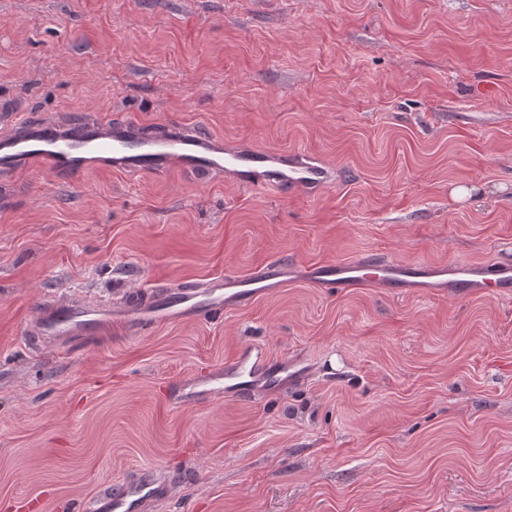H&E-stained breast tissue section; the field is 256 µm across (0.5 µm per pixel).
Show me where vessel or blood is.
Instances as JSON below:
<instances>
[{"label": "vessel or blood", "mask_w": 512, "mask_h": 512, "mask_svg": "<svg viewBox=\"0 0 512 512\" xmlns=\"http://www.w3.org/2000/svg\"><path fill=\"white\" fill-rule=\"evenodd\" d=\"M72 132H62L51 120L26 123L13 134L0 137V177L28 169L34 162L47 161L54 172L80 169L90 160L111 162L113 170L129 176L162 174L170 162L202 176L229 172L237 181L257 190L291 185L314 193L328 182L324 167L288 154L265 150H220L210 147L200 133L185 130H158L145 134L132 118L107 126L81 114ZM289 266L268 261L245 276L225 272L202 285L188 284L174 289L130 292L126 306L106 308L83 304H60L40 309L37 335L88 336L109 319L122 323L150 325L173 323L186 318L221 315L252 304L257 298L283 286ZM432 267L422 263L395 262L370 254L351 262L319 263L309 267L311 280L325 288L350 289L381 285L409 288L425 277ZM472 279L458 281L462 293L494 295L512 288V269L499 264L477 265ZM301 370L282 361L270 367L263 352L238 350L214 374L209 387L188 392L191 400L215 402L224 393H244L275 384L282 377H295ZM156 489L147 479L137 478L111 487L95 502L94 512H139L141 503Z\"/></svg>", "instance_id": "obj_1"}]
</instances>
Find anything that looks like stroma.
<instances>
[{"instance_id": "obj_1", "label": "stroma", "mask_w": 512, "mask_h": 512, "mask_svg": "<svg viewBox=\"0 0 512 512\" xmlns=\"http://www.w3.org/2000/svg\"><path fill=\"white\" fill-rule=\"evenodd\" d=\"M23 120L186 125L301 153L316 194L178 167L13 177L0 206V512H73L149 473L142 512H512V291L336 293L306 266L379 253L512 265V0H0ZM280 259L211 321L43 342L42 304L110 305ZM256 347L306 377L177 394Z\"/></svg>"}]
</instances>
